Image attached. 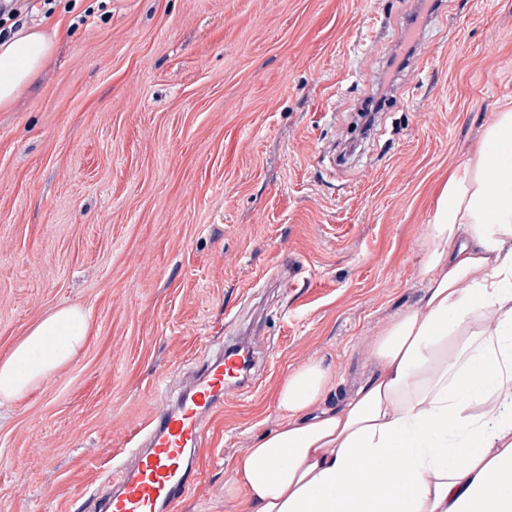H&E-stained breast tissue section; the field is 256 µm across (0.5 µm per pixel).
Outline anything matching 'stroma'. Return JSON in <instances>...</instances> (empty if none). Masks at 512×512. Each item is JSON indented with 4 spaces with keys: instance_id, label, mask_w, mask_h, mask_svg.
Masks as SVG:
<instances>
[{
    "instance_id": "obj_1",
    "label": "stroma",
    "mask_w": 512,
    "mask_h": 512,
    "mask_svg": "<svg viewBox=\"0 0 512 512\" xmlns=\"http://www.w3.org/2000/svg\"><path fill=\"white\" fill-rule=\"evenodd\" d=\"M48 66L0 110V360L48 313L79 356L0 406V512H92L160 394L255 329L256 384L210 417L176 512H240L232 467L311 362L340 403L419 299L451 173L512 110V0H60ZM439 44L389 67L406 36ZM382 102L369 130L358 103Z\"/></svg>"
}]
</instances>
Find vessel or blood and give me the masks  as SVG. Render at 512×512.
<instances>
[{"label": "vessel or blood", "mask_w": 512, "mask_h": 512, "mask_svg": "<svg viewBox=\"0 0 512 512\" xmlns=\"http://www.w3.org/2000/svg\"><path fill=\"white\" fill-rule=\"evenodd\" d=\"M257 366L253 339L227 337L215 357L174 402L148 423V443L131 448L117 478H103L93 498L99 512H172L197 482L196 456L208 417L226 398L251 387Z\"/></svg>", "instance_id": "obj_1"}]
</instances>
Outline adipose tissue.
<instances>
[{
    "mask_svg": "<svg viewBox=\"0 0 512 512\" xmlns=\"http://www.w3.org/2000/svg\"><path fill=\"white\" fill-rule=\"evenodd\" d=\"M53 49L38 27L0 42V108ZM421 273V299L374 338L376 368L341 405L318 362L278 386V425L224 488L243 512H512V110L442 190ZM87 327L75 306L46 315L0 361V404L75 358Z\"/></svg>",
    "mask_w": 512,
    "mask_h": 512,
    "instance_id": "ef3b65f1",
    "label": "adipose tissue"
}]
</instances>
